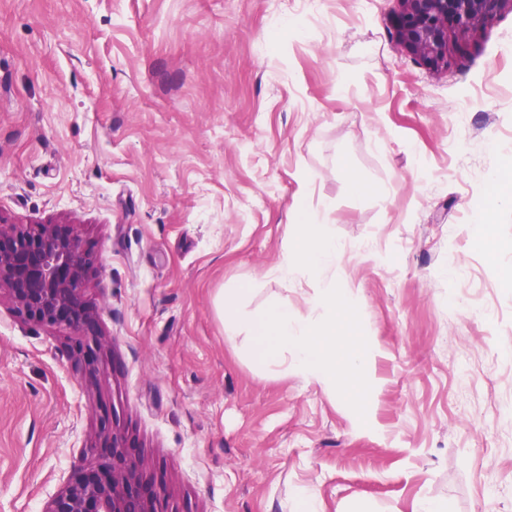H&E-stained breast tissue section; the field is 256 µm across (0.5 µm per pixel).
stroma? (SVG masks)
<instances>
[{
	"label": "stroma",
	"instance_id": "35a3bbf8",
	"mask_svg": "<svg viewBox=\"0 0 512 512\" xmlns=\"http://www.w3.org/2000/svg\"><path fill=\"white\" fill-rule=\"evenodd\" d=\"M397 8L0 0V222L77 233L100 343L0 298V512H45L107 461L106 417L160 512H294L305 490L324 512H512V204L477 221L512 172V11L433 68ZM304 175L348 255L362 418L224 338L230 289L302 313L323 285L269 274Z\"/></svg>",
	"mask_w": 512,
	"mask_h": 512
}]
</instances>
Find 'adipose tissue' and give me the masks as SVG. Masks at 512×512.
I'll list each match as a JSON object with an SVG mask.
<instances>
[{
  "label": "adipose tissue",
  "instance_id": "ef3b65f1",
  "mask_svg": "<svg viewBox=\"0 0 512 512\" xmlns=\"http://www.w3.org/2000/svg\"><path fill=\"white\" fill-rule=\"evenodd\" d=\"M333 210L334 205L328 200L321 201L315 210L299 203L292 206L288 215L291 237L282 260L272 269L273 275L294 280L307 273H325L343 262L345 249L336 242L327 225Z\"/></svg>",
  "mask_w": 512,
  "mask_h": 512
}]
</instances>
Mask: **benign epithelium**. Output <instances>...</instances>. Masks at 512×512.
Segmentation results:
<instances>
[{
    "mask_svg": "<svg viewBox=\"0 0 512 512\" xmlns=\"http://www.w3.org/2000/svg\"><path fill=\"white\" fill-rule=\"evenodd\" d=\"M506 7L512 9V0H399L396 37L421 63L446 66L452 37ZM91 264L73 235H60L54 224H0V288L33 324L78 329L87 322L81 298ZM106 447L112 461L70 481L45 512H157V493L144 481L143 464L129 455L115 426Z\"/></svg>",
    "mask_w": 512,
    "mask_h": 512,
    "instance_id": "7a95c632",
    "label": "benign epithelium"
}]
</instances>
